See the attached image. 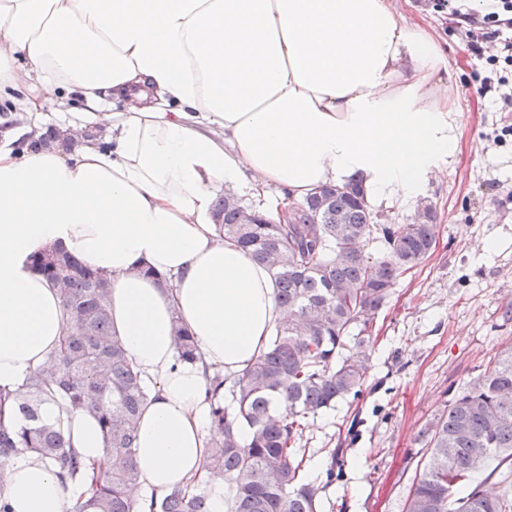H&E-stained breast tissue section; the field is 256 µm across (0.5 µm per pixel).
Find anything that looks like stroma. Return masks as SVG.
Returning a JSON list of instances; mask_svg holds the SVG:
<instances>
[{
  "label": "stroma",
  "mask_w": 512,
  "mask_h": 512,
  "mask_svg": "<svg viewBox=\"0 0 512 512\" xmlns=\"http://www.w3.org/2000/svg\"><path fill=\"white\" fill-rule=\"evenodd\" d=\"M391 4L408 24L426 29L457 69L448 95L458 110L459 149L439 161L419 193L375 206L387 223L404 224L432 205L437 243L400 276L375 319L364 395L319 414L305 430L310 475L322 471L333 448L344 449L341 481L322 492L324 512H402L414 474L406 457L419 431L512 346V321L503 319L512 310V138L494 140L512 123V109L502 91L475 92L485 63L469 51L463 29L428 0ZM72 121L48 91L41 111L0 109V134L13 131L22 150L47 128L66 131ZM489 242L496 245L490 256Z\"/></svg>",
  "instance_id": "stroma-1"
}]
</instances>
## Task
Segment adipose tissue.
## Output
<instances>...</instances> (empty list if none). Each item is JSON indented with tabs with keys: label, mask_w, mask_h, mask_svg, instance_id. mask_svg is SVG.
Wrapping results in <instances>:
<instances>
[{
	"label": "adipose tissue",
	"mask_w": 512,
	"mask_h": 512,
	"mask_svg": "<svg viewBox=\"0 0 512 512\" xmlns=\"http://www.w3.org/2000/svg\"><path fill=\"white\" fill-rule=\"evenodd\" d=\"M452 72L389 0H0V93L28 112L53 90L108 124L110 146L0 145V388L63 341L68 312L32 266L58 248L112 279V331L151 391L134 462L146 493L205 477L209 367L235 376L281 310L269 271L212 220L236 187L300 200L360 175L375 201L415 195L457 149ZM194 337L177 360L174 322ZM64 422L89 466L90 412ZM11 512H69L80 494L33 453L10 462Z\"/></svg>",
	"instance_id": "1"
}]
</instances>
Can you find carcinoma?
Wrapping results in <instances>:
<instances>
[{
	"mask_svg": "<svg viewBox=\"0 0 512 512\" xmlns=\"http://www.w3.org/2000/svg\"><path fill=\"white\" fill-rule=\"evenodd\" d=\"M214 218L224 237L271 272L283 317L230 386L220 372L211 376L206 470L229 481L230 512H321L322 486L305 469L303 434L323 411L363 396L375 318L397 279L435 248L436 212L429 204L408 224H380L362 181L352 178L273 211L226 193ZM34 267L59 286L71 326L57 353L14 393H0V404L20 417L16 425L0 422V491L10 460L32 452L61 480L81 483L74 512H207L208 479L143 499L133 456L149 386L112 333L111 278L60 249L37 255ZM174 333L177 360L197 361L193 336L178 322ZM59 395L98 418L108 455L90 473L61 423L46 417ZM418 452L433 463L415 471L403 512H512V496L498 489L512 478V347L448 400ZM342 466L343 449H335L327 478L336 480Z\"/></svg>",
	"mask_w": 512,
	"mask_h": 512,
	"instance_id": "cac0c4a2",
	"label": "carcinoma"
}]
</instances>
